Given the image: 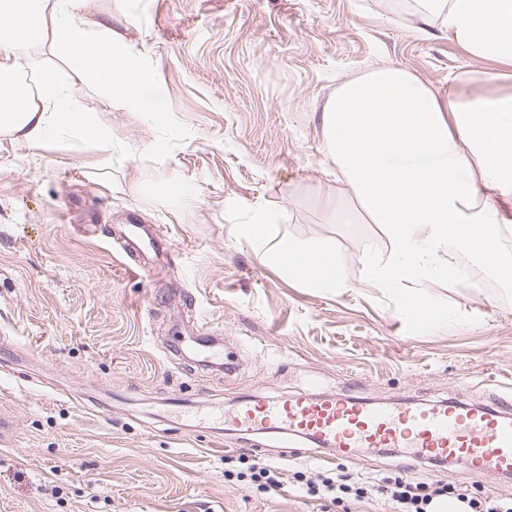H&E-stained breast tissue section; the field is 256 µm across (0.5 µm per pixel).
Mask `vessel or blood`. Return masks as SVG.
<instances>
[{"instance_id":"1","label":"vessel or blood","mask_w":512,"mask_h":512,"mask_svg":"<svg viewBox=\"0 0 512 512\" xmlns=\"http://www.w3.org/2000/svg\"><path fill=\"white\" fill-rule=\"evenodd\" d=\"M252 433L275 432L337 448H402L424 460L458 462L468 476L512 473V404L440 402L393 407L338 393L258 402L230 415Z\"/></svg>"}]
</instances>
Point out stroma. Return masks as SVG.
<instances>
[{
  "label": "stroma",
  "instance_id": "35a3bbf8",
  "mask_svg": "<svg viewBox=\"0 0 512 512\" xmlns=\"http://www.w3.org/2000/svg\"><path fill=\"white\" fill-rule=\"evenodd\" d=\"M412 0H90L115 46L147 68L140 105L38 58L70 111L112 138L32 148L0 134V512H318L289 453L225 411L344 392L374 404L512 400V281L424 283V312L383 289L311 288L244 234L322 241L353 280L388 250L322 148L341 81L397 62L447 87L478 64ZM179 182L164 194L163 184ZM138 263L142 272L132 273ZM219 440L223 450L211 448ZM280 465L276 492L239 478V453Z\"/></svg>",
  "mask_w": 512,
  "mask_h": 512
}]
</instances>
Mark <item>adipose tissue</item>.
Wrapping results in <instances>:
<instances>
[{"instance_id":"ef3b65f1","label":"adipose tissue","mask_w":512,"mask_h":512,"mask_svg":"<svg viewBox=\"0 0 512 512\" xmlns=\"http://www.w3.org/2000/svg\"><path fill=\"white\" fill-rule=\"evenodd\" d=\"M89 0H0V133L31 147L53 134L97 139L100 168L112 164V140L85 116L63 109V89L35 53L49 47L73 62L77 77H93L111 97L136 101L152 76L129 69L115 50L111 15L95 31L76 21ZM422 16L474 60L512 65V0H415ZM498 72L476 71L470 94L440 89L397 64L345 79L321 114L322 147L369 223L384 225L385 255L364 258L354 282L335 251L322 244L283 245L266 256L313 288H384L402 304L423 303L415 289L468 273L453 255L484 256L512 279V220L500 203L512 200V93Z\"/></svg>"}]
</instances>
